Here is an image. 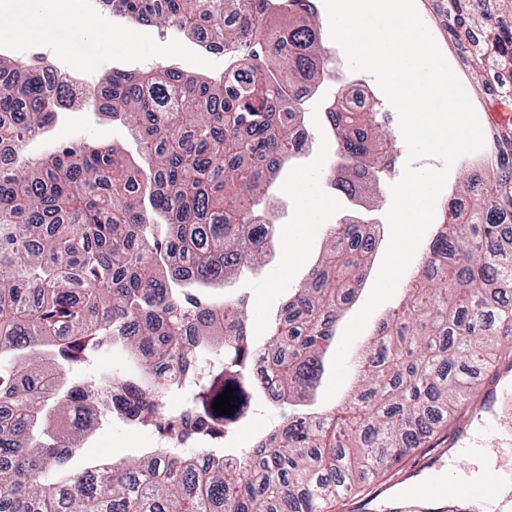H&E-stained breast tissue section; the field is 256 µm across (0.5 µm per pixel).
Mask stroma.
I'll list each match as a JSON object with an SVG mask.
<instances>
[{
	"mask_svg": "<svg viewBox=\"0 0 512 512\" xmlns=\"http://www.w3.org/2000/svg\"><path fill=\"white\" fill-rule=\"evenodd\" d=\"M419 14L433 34L442 54L466 88L476 110L482 130L512 119V109L493 103L489 86L479 84L472 69L462 60L448 31V19L440 0H416ZM94 35L81 29L59 25L51 32L56 49L50 57L62 72L78 74L85 87L98 84L111 69L151 70L170 67L188 75L218 76L224 72V57L206 54L191 40L176 33H161L150 26H130L102 13L97 17ZM322 42L336 61L345 82L357 83L360 91L376 101L382 111L391 106L375 78L366 72L351 71L342 49L330 36ZM332 95L331 87H323L307 97L304 105L303 130L307 146L294 160L278 183L276 195L280 202L275 213L279 241L297 239L302 249L292 263L282 257H269L231 284L234 292H243L250 299V317L257 342H265L268 324L277 309L287 300L292 288L304 282L312 265L325 246L328 225L343 222L357 215L377 224H384L391 205L390 185L403 171L395 169L388 180L369 188L357 200L350 201L335 192L325 179L333 161V136L325 123V107ZM96 142H118L129 154L137 146L121 123L77 108L63 111L52 123L45 140L62 143L76 138ZM45 140L30 142L24 149L35 156L44 148ZM458 423L450 421L437 432L425 447L413 450L391 477L373 486V502L361 507L359 498H350L332 507V512H476L471 499L442 500L431 495L407 493L406 488L432 467L444 466L452 483L480 486L495 477L512 478V437H502L485 446L478 455H465L454 446ZM154 445L152 432L132 430L121 422L103 423L95 437L83 449L84 459H94L100 450H108L113 458L124 460L142 455Z\"/></svg>",
	"mask_w": 512,
	"mask_h": 512,
	"instance_id": "35a3bbf8",
	"label": "stroma"
}]
</instances>
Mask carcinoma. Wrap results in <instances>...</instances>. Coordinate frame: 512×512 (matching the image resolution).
<instances>
[{
	"label": "carcinoma",
	"mask_w": 512,
	"mask_h": 512,
	"mask_svg": "<svg viewBox=\"0 0 512 512\" xmlns=\"http://www.w3.org/2000/svg\"><path fill=\"white\" fill-rule=\"evenodd\" d=\"M135 25L177 27L235 69L214 81L172 68L115 69L79 97L43 67L0 55V512H326L400 465L478 392L470 371L512 341V124L489 178L467 168L401 301L352 361L336 411L314 399L337 327L365 278L375 237L353 216L327 228L307 279L254 340L245 294L211 296L275 248L272 187L296 155L302 95L338 81L312 0H107ZM448 31L478 80L512 105V0H444ZM327 121L347 197L398 161L379 109L346 86ZM122 122L143 163L88 139L22 158L74 103ZM469 202L456 217L457 202ZM133 366L68 373L101 350ZM204 357L220 363L203 380ZM233 388V414L213 402ZM258 390L284 408L264 435L224 448ZM118 419L172 447L134 460L72 461Z\"/></svg>",
	"instance_id": "1"
}]
</instances>
